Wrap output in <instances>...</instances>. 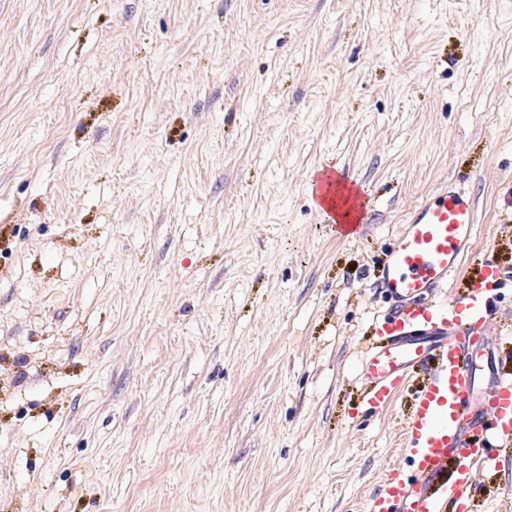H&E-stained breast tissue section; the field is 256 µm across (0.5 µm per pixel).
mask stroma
Masks as SVG:
<instances>
[{"instance_id":"obj_1","label":"stroma","mask_w":512,"mask_h":512,"mask_svg":"<svg viewBox=\"0 0 512 512\" xmlns=\"http://www.w3.org/2000/svg\"><path fill=\"white\" fill-rule=\"evenodd\" d=\"M450 181L512 369V0H0V512H366L422 378L370 411L359 353ZM312 196L319 209L331 222H336V210L346 214L353 224H334L339 237L349 240L362 235L363 218L368 201L356 189L347 173L329 167H322L311 181Z\"/></svg>"}]
</instances>
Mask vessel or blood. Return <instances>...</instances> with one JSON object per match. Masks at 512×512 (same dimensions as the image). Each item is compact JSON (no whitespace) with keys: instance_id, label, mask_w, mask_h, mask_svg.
I'll use <instances>...</instances> for the list:
<instances>
[{"instance_id":"obj_1","label":"vessel or blood","mask_w":512,"mask_h":512,"mask_svg":"<svg viewBox=\"0 0 512 512\" xmlns=\"http://www.w3.org/2000/svg\"><path fill=\"white\" fill-rule=\"evenodd\" d=\"M312 196L328 218L342 213L339 237L359 238L368 202L347 173L320 168ZM476 211L456 186L416 205L397 237L383 277L396 300L374 326L375 341L359 371L369 385L366 403L389 407L415 369L429 376L416 390L405 420V453L412 471H391L370 512H445L477 491L476 471L512 444V373L494 360L481 363L478 329L493 310L496 262L485 260L477 277L445 303L425 295L445 287L473 237Z\"/></svg>"}]
</instances>
